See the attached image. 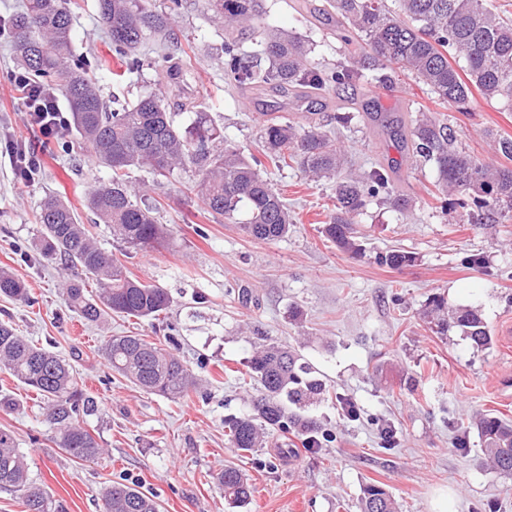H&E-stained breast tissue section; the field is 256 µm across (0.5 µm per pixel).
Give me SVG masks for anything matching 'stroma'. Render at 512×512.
I'll return each mask as SVG.
<instances>
[{
    "label": "stroma",
    "mask_w": 512,
    "mask_h": 512,
    "mask_svg": "<svg viewBox=\"0 0 512 512\" xmlns=\"http://www.w3.org/2000/svg\"><path fill=\"white\" fill-rule=\"evenodd\" d=\"M265 29H286L310 40L314 63L333 66L347 46L325 0H262ZM77 52L105 56L97 76L104 97L135 99L169 65L187 67L180 80L161 82L168 102L189 107L180 116L208 113L225 140L255 151L266 114L306 126V113L350 112V127H335L354 169H386L408 209L372 199L356 226L362 252L341 251L323 233L336 211L333 182L314 183L297 167L269 169L268 177L294 217L288 234L265 242L239 225L212 216L181 172L153 179L133 172L132 188L159 207L168 236L152 251L119 246L106 233L102 245L131 277L167 288L172 303L155 320L119 315L84 321L71 311L63 287L71 272L44 260L33 246L41 201L55 195L70 203L82 223L93 186L108 180L91 151L71 141L68 151L48 147L33 182L18 183L8 155L0 154V268L24 280L30 302L0 297V321L66 358L78 387L97 409L79 420L105 450L97 462L75 460L58 448L35 392L0 370V394L17 400L0 411V429L13 433L33 477L46 483L58 512H103L100 489L130 483L153 494L161 512H359L362 489L380 483L398 512H512V481L485 467L476 418L491 411L512 421V396L496 383L512 377V218L474 224L469 208H442L431 161L413 156L401 138L419 107L452 126L459 146L483 163L505 165L493 137H512V109L481 96L466 111L434 102L413 78L394 74L391 94L365 85L357 94L329 91L312 102L235 86L224 75L222 46L230 35L207 0H182L164 47L147 42L140 74L125 75L112 58L95 0H72ZM241 51L259 45L248 33ZM16 62L10 39L0 40V141H36L22 121V103L6 76ZM409 253L401 268L382 265L381 253ZM481 265L474 266L470 257ZM478 310L493 342L473 348L460 332L440 334L423 316L428 298ZM294 346L322 374L329 392L308 413L325 430L320 447L271 431L265 448L240 453L231 447L224 421L252 414L255 386L245 384L255 332ZM137 335L174 348L198 381L189 397L172 401L149 394L113 372L100 356L111 336ZM392 440H385V429ZM240 469L253 494L248 504H229L216 481L224 467Z\"/></svg>",
    "instance_id": "1"
}]
</instances>
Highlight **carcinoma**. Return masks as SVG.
Instances as JSON below:
<instances>
[{
  "mask_svg": "<svg viewBox=\"0 0 512 512\" xmlns=\"http://www.w3.org/2000/svg\"><path fill=\"white\" fill-rule=\"evenodd\" d=\"M70 0H25L11 18L17 66L31 81L58 89L71 109V124L93 151L96 163L112 171L109 182L94 188L86 200L112 240L148 250L162 241L167 229L157 222V206L146 202L128 185L130 174L146 170L158 177L194 170L207 210L230 221L244 211L241 231L261 241L288 234L293 223L284 198L263 171L271 165H297L311 180L336 179V214L323 227L325 237L339 248L359 252L356 217L371 199L384 193L404 209L408 200L394 194L387 172L373 168L357 177L339 179L344 156L319 122L299 134L289 123L268 118L257 153L246 155L227 144L205 112L180 128L164 95L140 94L134 101L112 97L107 106L93 79L97 61L78 54L73 44ZM208 10L224 26L255 31L259 0H207ZM156 8L153 0H97V15L105 26L112 54L123 59L128 73L140 69L138 50L150 35L168 30L172 11ZM337 24L351 32L355 50L334 69H321L310 60L309 41L288 32H267L260 41L265 63L242 53L235 42L224 43V72L239 85L269 88L305 101L331 88L355 89L362 83H381L388 71H407L443 104L466 109L473 92L486 100L512 107V21L489 7L488 0H328ZM410 146L419 157L435 163L439 186L464 196L478 221L495 224L512 213V168L484 164L454 145V133L424 114L411 131ZM36 250L47 260H61L80 271L81 278L65 288L66 300L86 321L99 322L109 314L155 319L171 306L167 289L133 279L125 265L105 251L89 225L81 222L64 200L50 196L40 205ZM98 290L90 293L85 280ZM0 296L29 301L25 283L0 270ZM427 316L441 333L457 330L473 347L482 349L492 336L474 309H450L441 298L428 304ZM113 371L149 394L183 399L197 382L185 363L171 351L140 336H113L102 349ZM0 369L35 391L46 405V419L56 429L54 442L70 457L85 462L101 458L104 449L83 426L79 412L94 411L83 396L69 363L0 322ZM250 379L260 386L254 414L226 422L229 442L241 452L266 447L269 430L293 429L311 448L320 445L319 426L304 415L321 400L326 387L318 371L299 351L277 342L260 344L249 361ZM484 459L494 472L512 478V424L493 413L477 420ZM224 497L246 503L252 485L241 470L226 467L216 475ZM0 491L16 494L22 512H56L46 485L30 474L25 456L11 433L0 429ZM103 512H160L155 497L135 485L113 482L102 488ZM359 512H397L389 491L378 484L362 490Z\"/></svg>",
  "mask_w": 512,
  "mask_h": 512,
  "instance_id": "1",
  "label": "carcinoma"
}]
</instances>
